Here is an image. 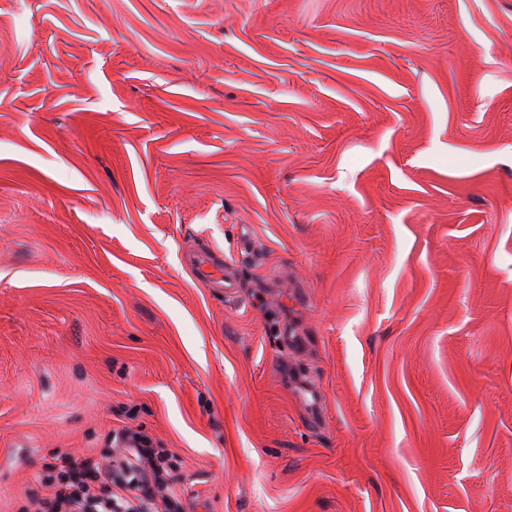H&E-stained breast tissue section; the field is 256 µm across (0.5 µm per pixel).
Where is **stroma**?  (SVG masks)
<instances>
[{
	"instance_id": "stroma-1",
	"label": "stroma",
	"mask_w": 512,
	"mask_h": 512,
	"mask_svg": "<svg viewBox=\"0 0 512 512\" xmlns=\"http://www.w3.org/2000/svg\"><path fill=\"white\" fill-rule=\"evenodd\" d=\"M126 428L182 512H512V0H0V512ZM190 267L208 288H224L226 297L235 294L239 287L241 267L237 260L224 257L217 260L211 253H200L189 258Z\"/></svg>"
}]
</instances>
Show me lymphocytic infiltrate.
Returning a JSON list of instances; mask_svg holds the SVG:
<instances>
[{
  "mask_svg": "<svg viewBox=\"0 0 512 512\" xmlns=\"http://www.w3.org/2000/svg\"><path fill=\"white\" fill-rule=\"evenodd\" d=\"M120 440L110 465L63 459L44 512H181L173 454L136 432H123Z\"/></svg>",
  "mask_w": 512,
  "mask_h": 512,
  "instance_id": "lymphocytic-infiltrate-1",
  "label": "lymphocytic infiltrate"
}]
</instances>
